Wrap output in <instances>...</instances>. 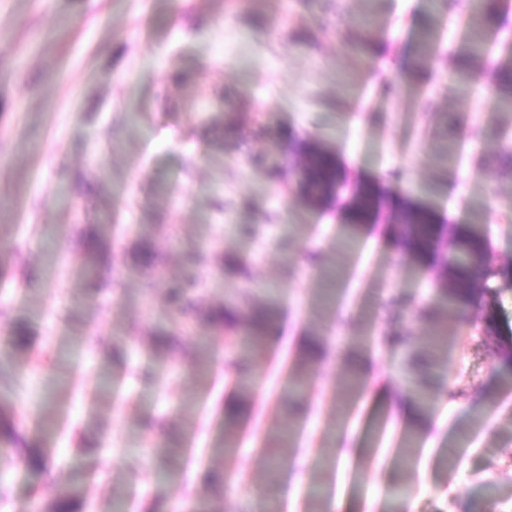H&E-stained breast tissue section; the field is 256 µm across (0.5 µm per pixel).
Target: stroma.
I'll return each mask as SVG.
<instances>
[{"instance_id":"stroma-1","label":"stroma","mask_w":512,"mask_h":512,"mask_svg":"<svg viewBox=\"0 0 512 512\" xmlns=\"http://www.w3.org/2000/svg\"><path fill=\"white\" fill-rule=\"evenodd\" d=\"M428 26L444 51L418 67ZM464 34L440 0H0V415L49 452L40 471L0 454V512H49L63 497L75 512L119 501L173 512L182 497L250 512L266 495L309 512L311 477L340 436L351 452L327 495L357 512H386L403 484L415 512H512V384L496 351L512 340V113L492 107L493 56L458 83L448 51ZM366 37L377 56L358 54ZM285 130L323 142L346 185L376 179L428 199L444 224H481L494 277L449 315L437 269L391 243L404 225L381 218L345 249L341 205H307L292 158L274 157ZM85 224L114 259L118 293L90 286ZM142 247L163 257V279L140 263ZM202 252L207 262L191 264ZM193 276L241 317L277 304L290 343L268 340L256 357L199 320L176 348L156 347L155 334L179 330L165 289ZM328 283L336 302L317 305ZM17 325L32 347L8 344ZM437 328L447 341L432 351ZM364 332L372 344L353 347ZM395 336L429 353L431 412L364 397L337 420L350 376L371 372L403 395ZM312 339L325 349L296 414L280 393ZM233 359L246 382L225 379ZM230 398L244 416L228 456ZM290 423L294 443L261 453ZM412 425L414 463L399 452ZM84 435L100 439L99 455H76ZM207 469L227 485L203 484Z\"/></svg>"}]
</instances>
